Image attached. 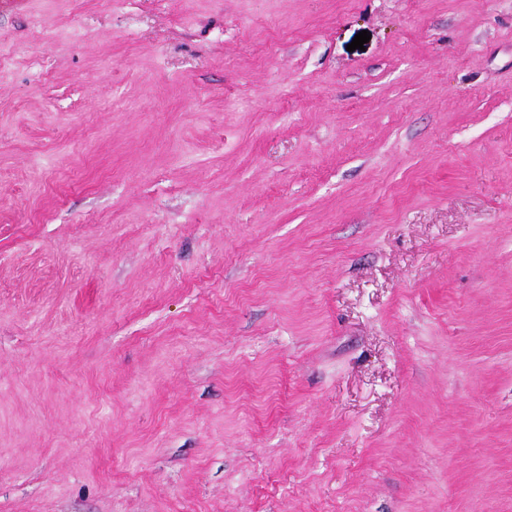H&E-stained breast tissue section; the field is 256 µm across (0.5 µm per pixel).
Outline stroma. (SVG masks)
<instances>
[{"label": "stroma", "mask_w": 512, "mask_h": 512, "mask_svg": "<svg viewBox=\"0 0 512 512\" xmlns=\"http://www.w3.org/2000/svg\"><path fill=\"white\" fill-rule=\"evenodd\" d=\"M0 512H512V0H0Z\"/></svg>", "instance_id": "35a3bbf8"}]
</instances>
